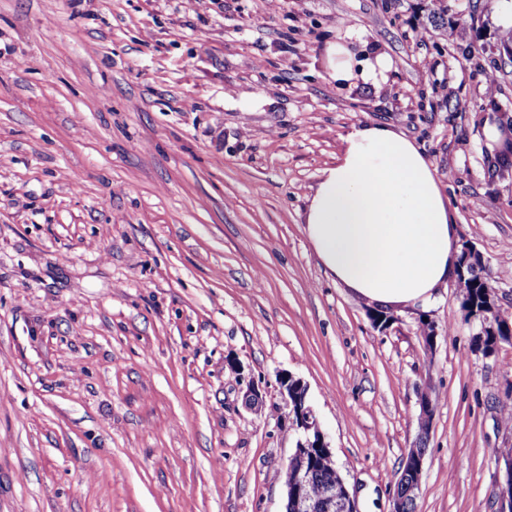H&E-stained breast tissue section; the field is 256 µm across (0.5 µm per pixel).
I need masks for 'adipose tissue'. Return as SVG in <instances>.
I'll list each match as a JSON object with an SVG mask.
<instances>
[{"label":"adipose tissue","mask_w":512,"mask_h":512,"mask_svg":"<svg viewBox=\"0 0 512 512\" xmlns=\"http://www.w3.org/2000/svg\"><path fill=\"white\" fill-rule=\"evenodd\" d=\"M338 82H383L389 56L357 60L352 44L324 50ZM305 235L337 282L378 309L427 305L456 277L458 228L419 148L392 127L367 123L343 139L325 168L305 215Z\"/></svg>","instance_id":"ef3b65f1"}]
</instances>
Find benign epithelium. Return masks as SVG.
<instances>
[{
    "instance_id": "benign-epithelium-1",
    "label": "benign epithelium",
    "mask_w": 512,
    "mask_h": 512,
    "mask_svg": "<svg viewBox=\"0 0 512 512\" xmlns=\"http://www.w3.org/2000/svg\"><path fill=\"white\" fill-rule=\"evenodd\" d=\"M281 394L289 415L298 423V438L294 452L288 460L287 468L294 473V481L285 484L286 496L292 498L297 512H317L322 503L335 512H359L355 497L344 479L337 477L323 493L324 502H319L308 493V484L304 475L311 464L313 449L320 448L326 454H332L329 442L322 432L312 407L307 401V389L304 382L288 374L280 379ZM504 466L496 474L497 512H512V494L503 488V484H512V457L503 458ZM423 476V458L406 457L402 461L401 476L397 483L418 495Z\"/></svg>"
}]
</instances>
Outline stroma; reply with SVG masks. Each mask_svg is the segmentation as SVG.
<instances>
[{
  "mask_svg": "<svg viewBox=\"0 0 512 512\" xmlns=\"http://www.w3.org/2000/svg\"><path fill=\"white\" fill-rule=\"evenodd\" d=\"M511 10L0 0V512H285L286 374L360 512H391L424 388L417 512H495L512 343L476 349L453 282L376 325L304 216L343 136L390 124L512 313V158L485 137L512 121ZM339 39L389 55L387 81L329 79Z\"/></svg>",
  "mask_w": 512,
  "mask_h": 512,
  "instance_id": "1",
  "label": "stroma"
}]
</instances>
